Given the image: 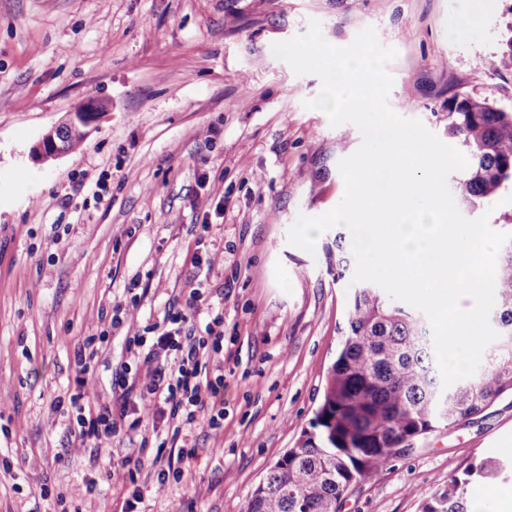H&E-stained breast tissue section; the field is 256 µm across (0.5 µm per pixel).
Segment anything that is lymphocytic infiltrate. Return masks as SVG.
<instances>
[{"mask_svg": "<svg viewBox=\"0 0 512 512\" xmlns=\"http://www.w3.org/2000/svg\"><path fill=\"white\" fill-rule=\"evenodd\" d=\"M189 297L181 308L169 309L161 321L140 330L137 319L139 296L130 304H115L113 327H126L125 350L138 368L123 365L112 387L116 404L92 402L88 391L91 363L97 352L96 337H87L74 354L78 390L69 398L75 425L70 433L80 447L107 448L112 456V477L133 479V457L152 461L159 484L182 473L173 459L165 458L166 446L177 444L183 426L202 423L213 436L224 432V314L209 311L204 330L194 324L203 304L201 285L188 279ZM167 416L174 428L166 439L142 437L136 455L124 446L126 419L138 415L146 419L153 413Z\"/></svg>", "mask_w": 512, "mask_h": 512, "instance_id": "lymphocytic-infiltrate-1", "label": "lymphocytic infiltrate"}]
</instances>
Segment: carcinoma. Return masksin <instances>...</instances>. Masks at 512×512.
Masks as SVG:
<instances>
[{
    "instance_id": "1",
    "label": "carcinoma",
    "mask_w": 512,
    "mask_h": 512,
    "mask_svg": "<svg viewBox=\"0 0 512 512\" xmlns=\"http://www.w3.org/2000/svg\"><path fill=\"white\" fill-rule=\"evenodd\" d=\"M448 119V133L470 158L455 180L456 205H490L512 192V111L463 98L453 101ZM86 136V127L75 124L60 143L69 152ZM489 322L499 337L477 372L445 388L426 315L361 284L311 430L270 467L245 512H340L352 488L378 479L391 459L413 449L414 439L512 398V239L497 261ZM497 471L487 460L448 477L422 500L421 512H469L476 487Z\"/></svg>"
}]
</instances>
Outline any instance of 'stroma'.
<instances>
[{"label": "stroma", "instance_id": "1", "mask_svg": "<svg viewBox=\"0 0 512 512\" xmlns=\"http://www.w3.org/2000/svg\"><path fill=\"white\" fill-rule=\"evenodd\" d=\"M480 8L474 29L461 18ZM318 20L343 47L365 27L394 48L390 107L448 141V105L512 110V0H0V512H245L268 469L308 430L346 324L349 279L325 248L291 245L298 215L341 200L340 159L363 137L309 107L321 91L273 43ZM108 103L77 151L46 164L30 150L87 100ZM222 201L203 215L197 198ZM197 270L224 310V434L182 431L180 478L143 462L112 479L102 448L74 447L56 408L77 385L74 351L108 330L92 362L98 402L127 355L112 305L146 293L139 320L183 305ZM491 459L484 512L512 500V399L439 428L349 492L341 512H420L449 476Z\"/></svg>", "mask_w": 512, "mask_h": 512}]
</instances>
